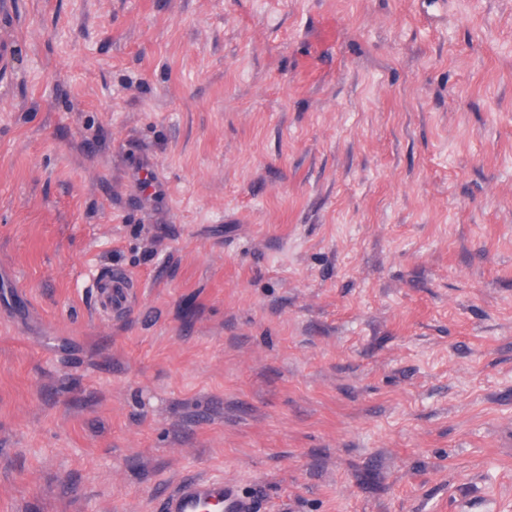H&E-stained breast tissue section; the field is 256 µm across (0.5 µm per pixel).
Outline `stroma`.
Masks as SVG:
<instances>
[{
  "label": "stroma",
  "instance_id": "obj_1",
  "mask_svg": "<svg viewBox=\"0 0 512 512\" xmlns=\"http://www.w3.org/2000/svg\"><path fill=\"white\" fill-rule=\"evenodd\" d=\"M4 44L0 512H512V0H0ZM132 288H135V285L125 272L111 270L102 273L94 284V299L98 313L106 318L112 317L113 311L126 309ZM162 512H259V500L224 479L182 480L163 501Z\"/></svg>",
  "mask_w": 512,
  "mask_h": 512
}]
</instances>
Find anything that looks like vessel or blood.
<instances>
[{"label": "vessel or blood", "instance_id": "1", "mask_svg": "<svg viewBox=\"0 0 512 512\" xmlns=\"http://www.w3.org/2000/svg\"><path fill=\"white\" fill-rule=\"evenodd\" d=\"M133 286L131 278L120 270L98 276L94 284L98 313L106 318L126 309ZM163 512H260V506L256 497L241 493L224 480L189 478L165 496Z\"/></svg>", "mask_w": 512, "mask_h": 512}]
</instances>
